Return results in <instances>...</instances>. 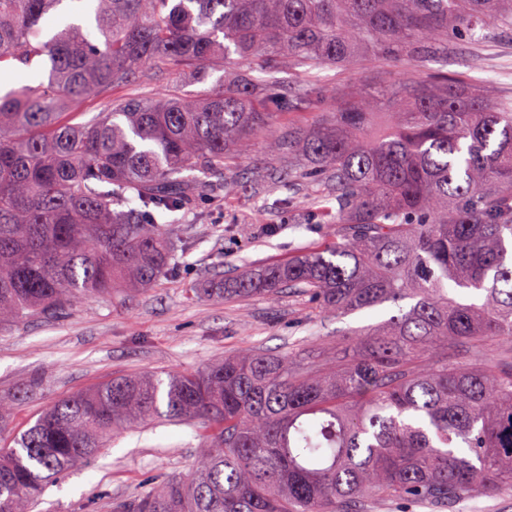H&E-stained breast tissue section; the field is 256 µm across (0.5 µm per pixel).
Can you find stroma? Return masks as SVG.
Wrapping results in <instances>:
<instances>
[{"instance_id":"stroma-1","label":"stroma","mask_w":512,"mask_h":512,"mask_svg":"<svg viewBox=\"0 0 512 512\" xmlns=\"http://www.w3.org/2000/svg\"><path fill=\"white\" fill-rule=\"evenodd\" d=\"M444 71L512 104V27L449 39ZM428 74L414 62L396 65L371 50L352 68L324 69L313 76L296 68L289 78L329 95L354 82L373 88ZM171 85L170 75L160 73L147 83L91 94L70 110L76 121H88L107 111L111 101L130 95L159 97ZM227 172L239 182L235 192H199L167 217L187 243L175 255L172 276L131 300L88 298L58 318H30L0 328V395L15 399L0 419V444L9 443L12 434L26 429L54 400L115 376L192 372L252 347L285 348L304 358L324 359L338 343L396 314V306L387 303L336 318L299 291L274 303L257 296L222 301L192 297L191 288L207 279L233 278L244 267L320 246L332 234L317 217V202L327 195L323 184L288 179L280 152L266 141L247 142ZM196 431V426L175 422L114 440L95 461L48 486L35 512H109V497H135L152 482L188 473L198 445Z\"/></svg>"}]
</instances>
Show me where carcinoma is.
<instances>
[{
	"label": "carcinoma",
	"instance_id": "1",
	"mask_svg": "<svg viewBox=\"0 0 512 512\" xmlns=\"http://www.w3.org/2000/svg\"><path fill=\"white\" fill-rule=\"evenodd\" d=\"M55 25L37 40L48 19ZM512 20V0H0V64L36 83L0 93V326L89 296L134 298L173 273L181 240L145 212L183 207L310 90L279 76L368 49L440 63L448 36ZM247 62L259 76L229 81ZM188 73L200 96L133 95L73 123L95 92ZM288 174L332 188L336 240L249 268L206 300L305 291L326 314L410 301L329 361L251 349L185 374L113 377L47 407L0 448V512L112 436L165 417L200 424L193 471L111 512L451 509L512 492V355L448 346L512 338V108L438 75L332 94L288 133ZM509 353L512 354V339L498 338L479 348L450 347L448 360L490 363Z\"/></svg>",
	"mask_w": 512,
	"mask_h": 512
}]
</instances>
